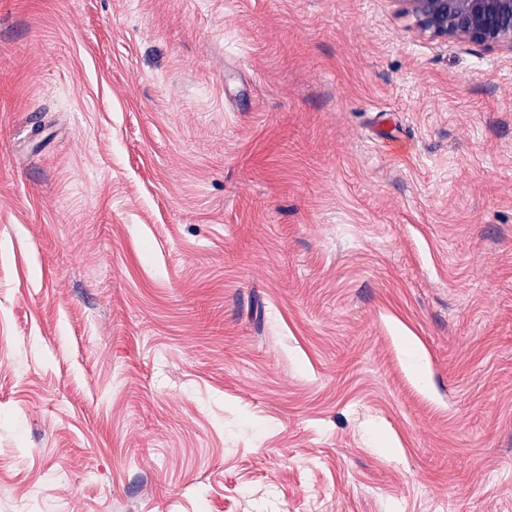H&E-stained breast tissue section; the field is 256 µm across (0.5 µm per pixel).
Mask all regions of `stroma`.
<instances>
[{
  "mask_svg": "<svg viewBox=\"0 0 512 512\" xmlns=\"http://www.w3.org/2000/svg\"><path fill=\"white\" fill-rule=\"evenodd\" d=\"M0 512H512V51L0 0Z\"/></svg>",
  "mask_w": 512,
  "mask_h": 512,
  "instance_id": "stroma-1",
  "label": "stroma"
}]
</instances>
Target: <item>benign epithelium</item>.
Listing matches in <instances>:
<instances>
[{
    "label": "benign epithelium",
    "mask_w": 512,
    "mask_h": 512,
    "mask_svg": "<svg viewBox=\"0 0 512 512\" xmlns=\"http://www.w3.org/2000/svg\"><path fill=\"white\" fill-rule=\"evenodd\" d=\"M433 36L512 51V0H398Z\"/></svg>",
    "instance_id": "obj_1"
}]
</instances>
